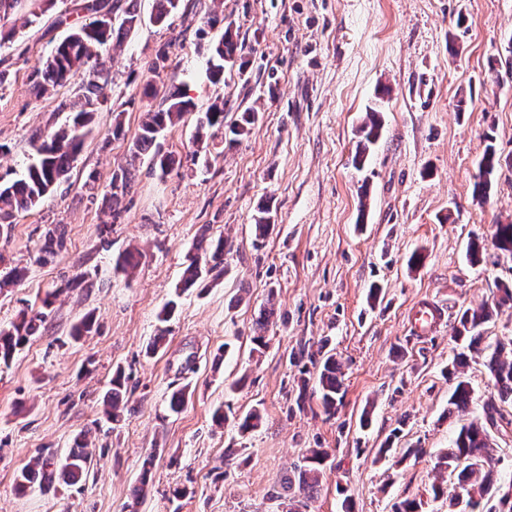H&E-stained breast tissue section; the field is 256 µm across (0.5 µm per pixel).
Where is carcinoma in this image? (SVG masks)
Segmentation results:
<instances>
[{"label": "carcinoma", "mask_w": 512, "mask_h": 512, "mask_svg": "<svg viewBox=\"0 0 512 512\" xmlns=\"http://www.w3.org/2000/svg\"><path fill=\"white\" fill-rule=\"evenodd\" d=\"M138 0H129L123 9L119 25H110L97 29L89 35L86 30L94 22L72 27L70 33L60 41L42 62L34 66L32 72V91L35 96L42 97L51 89L66 84L77 73L85 78L81 85V94L69 104L73 112L71 123L51 132L33 134L32 144L36 158L26 169L24 175L16 180L0 181V223L10 224L16 214L28 212L35 208L45 197L55 191L63 182L76 156L82 150L85 137L89 132L94 105L105 102V90L109 84V76L91 64L97 51L109 45L113 40L137 29L143 22ZM154 13L150 21L157 25H165L179 8L180 0H155ZM110 0H81L82 12L97 16L105 9L114 10ZM207 25L215 29L222 27L223 32L208 50L206 73L213 84L224 81V71L234 66L244 70L247 62L243 61L237 34L231 27L224 26V16L213 14L207 19ZM191 101L184 99L181 87L172 83L165 87L161 103L156 110L145 114L139 130L133 137L132 150L134 156H146L152 167L161 174L169 173L175 160L168 154L161 153L158 138L162 132L175 125L184 114L193 110ZM258 121V112L249 108L242 112L240 118L232 125L231 133L236 137L247 135ZM224 126V106L214 104L205 112V119L196 127L195 141L200 142L207 127ZM382 122L380 111L372 108L367 112L366 120L359 127L358 149L354 158L355 166L361 168L366 163L371 147L381 135ZM501 165V157L494 145H488L479 164L478 175L474 186L475 197L484 199L489 195L496 173ZM135 183V174L128 169H119L112 174L111 190L112 205L118 206L121 199L130 192ZM64 245V230L56 227L45 233L42 251L53 253ZM492 245L498 251L512 255V224H498L492 238ZM224 270V238L201 237L194 249L187 255V265L179 288L186 291L193 285L205 282L211 273ZM56 293L46 295L42 300V309L30 314L23 313L20 319L8 327L0 328V365H9L15 353L24 346L32 336L36 335L45 322L44 309L51 306ZM491 317L490 309L479 310L467 308L463 310L455 328L454 339L466 342L467 351L457 354L453 368H458L467 360L468 355H479L484 340L483 325ZM502 350L495 351L485 361V367L493 381L495 389L501 397L512 400V360L501 359ZM317 376L319 384V400L324 412L331 414L336 410L337 396L343 386L341 364L333 354H325L318 362ZM127 378L120 369L112 375L111 388L107 392L104 414L107 419L117 422L120 417L123 394L127 392ZM472 392L468 382L457 379L448 399V414L464 417L470 413ZM504 415L494 404L487 405L486 422L482 425L475 421L464 423L450 448L443 451L437 466L449 474L457 475V482L451 487L441 484L433 486L434 497L448 500V512H512V501L503 507V498L498 503L487 506L491 493L499 491L496 485V462L491 455L487 426L497 425V420ZM262 420L260 410L252 409L238 418L237 426L240 433L255 430ZM328 457L324 448H310L304 455V464L298 472V493L305 501L313 498L317 492L323 466ZM94 469L92 452L86 444L79 440L59 465V470L67 482L75 484L88 477ZM54 471L50 464L43 463L40 468H25L17 475L14 489L18 494H25L35 482L49 484Z\"/></svg>", "instance_id": "cac0c4a2"}]
</instances>
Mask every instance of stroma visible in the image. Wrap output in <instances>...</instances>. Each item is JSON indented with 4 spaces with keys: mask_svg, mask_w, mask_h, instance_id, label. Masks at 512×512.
Segmentation results:
<instances>
[{
    "mask_svg": "<svg viewBox=\"0 0 512 512\" xmlns=\"http://www.w3.org/2000/svg\"><path fill=\"white\" fill-rule=\"evenodd\" d=\"M78 2L56 0L42 15L7 21L17 33L0 46L10 70L0 85L4 179L23 174L35 131L69 117L61 104L82 75L39 98L31 74L71 26L85 23ZM153 3L138 0L145 23L99 52L108 101L69 180L0 224V278L27 270L21 285L0 291V327L59 292L40 333L0 365V512H128L145 469L138 512H286L310 448L329 459L302 512H342L346 499L354 512H393L405 499L421 501L422 512H448L431 487L453 481L434 465L461 425L448 412L446 369L459 350L452 328L461 309L512 285V259L490 245L496 225L512 224V0H181L164 27L148 20ZM216 12L249 62L226 70L217 86L205 72L217 36L206 19ZM162 47L169 61L156 86L181 84L195 104L160 139L178 160L164 177L148 158H131L129 141L159 104L143 90ZM218 99L225 125L248 107L258 122L236 142L219 130L195 143L198 113ZM371 108L381 113V137L359 169L357 130ZM117 119L126 130L119 139ZM490 142L501 167L481 201L474 183ZM128 165L137 185L112 207V174ZM91 176L93 193L84 186ZM264 205L273 228L260 240L254 219ZM54 224L64 225L65 245L46 254ZM204 231L227 242L224 274L177 293ZM474 239L488 243L475 264L467 259ZM128 248L139 257L125 274L115 260ZM172 300L168 339L148 354L157 315ZM422 302L444 313L426 335L409 321ZM269 305L268 346L255 354L250 338ZM89 313L92 332L73 338ZM323 348L344 372L331 415L316 393ZM118 369L128 393L122 421L112 423L103 409ZM461 377L473 391V419L484 421L491 402L507 418L489 434L498 483L508 486L512 401H500L483 357ZM182 388L189 401L170 414V396ZM254 407L262 425L239 433L233 416ZM219 408L221 427L212 421ZM79 436L94 455L86 480L58 477L15 493L21 469L39 456L60 462ZM386 444L389 456L378 459ZM228 448L239 451L230 466ZM177 487L184 497H173Z\"/></svg>",
    "mask_w": 512,
    "mask_h": 512,
    "instance_id": "35a3bbf8",
    "label": "stroma"
}]
</instances>
